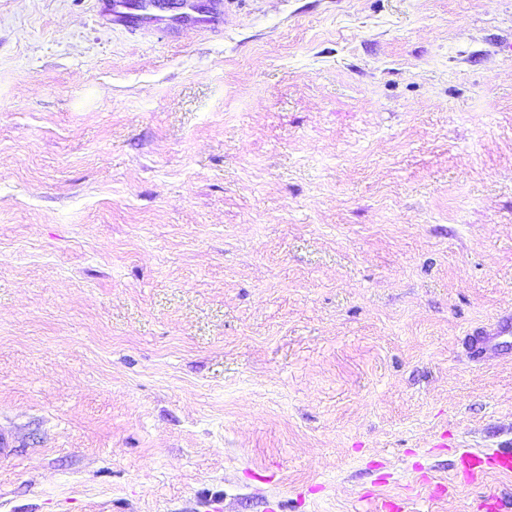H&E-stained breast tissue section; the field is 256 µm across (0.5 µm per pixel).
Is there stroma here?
<instances>
[{"mask_svg": "<svg viewBox=\"0 0 512 512\" xmlns=\"http://www.w3.org/2000/svg\"><path fill=\"white\" fill-rule=\"evenodd\" d=\"M96 3L0 0V512L512 495V0ZM472 348L477 356L485 352L499 355H509L510 352L512 354V318L497 319L491 324L490 330L479 329L474 334ZM488 471L512 473V448H501L492 455L467 453L460 457L457 477L461 483H478Z\"/></svg>", "mask_w": 512, "mask_h": 512, "instance_id": "1", "label": "stroma"}]
</instances>
